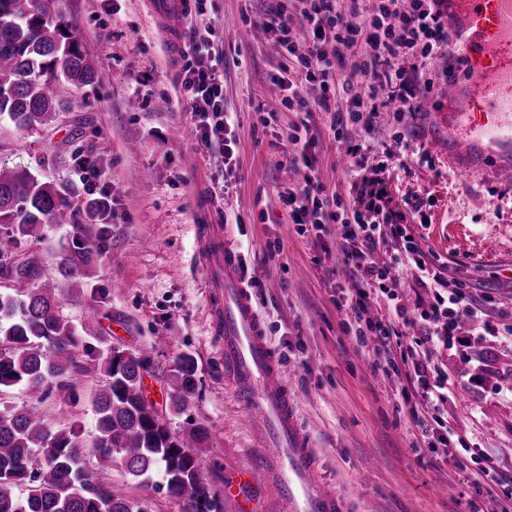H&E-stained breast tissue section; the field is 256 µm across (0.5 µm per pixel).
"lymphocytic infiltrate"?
<instances>
[{"label":"lymphocytic infiltrate","mask_w":512,"mask_h":512,"mask_svg":"<svg viewBox=\"0 0 512 512\" xmlns=\"http://www.w3.org/2000/svg\"><path fill=\"white\" fill-rule=\"evenodd\" d=\"M276 0L263 27L283 58L269 76L288 111L300 113L288 136L292 165L306 168L303 182L280 196L299 235L336 239V264L351 287L337 301L356 326L359 345H371L373 368L403 371L414 397L407 402L417 438L428 447L450 445L452 431L436 433L433 422L452 392L437 349L463 343L471 332L512 337V324L496 330L484 303L446 264L426 262L404 212L392 205L384 173L387 160L369 156L368 144L385 120L403 122L427 100L448 63V19L440 0ZM210 31L189 28L181 51L178 106L190 112L201 141L232 161L235 141L226 137L224 71L215 62ZM411 67H403V60ZM324 113L333 139L351 160L356 191L350 201L330 193L314 169L312 149L320 134L314 113ZM76 176L88 201L104 202L99 218L111 221L112 187L94 154L80 156ZM389 249L391 260L375 255ZM425 288L441 289L428 305L404 302V272Z\"/></svg>","instance_id":"1"}]
</instances>
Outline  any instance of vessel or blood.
Listing matches in <instances>:
<instances>
[{
    "mask_svg": "<svg viewBox=\"0 0 512 512\" xmlns=\"http://www.w3.org/2000/svg\"><path fill=\"white\" fill-rule=\"evenodd\" d=\"M458 62L444 86L448 117L468 144L512 145V0H447ZM200 262L211 288V330L224 338V362L239 399L264 434L269 491L282 512H345L346 502L318 480L319 461L303 434L296 401L242 277L241 253L223 225L201 212Z\"/></svg>",
    "mask_w": 512,
    "mask_h": 512,
    "instance_id": "vessel-or-blood-1",
    "label": "vessel or blood"
}]
</instances>
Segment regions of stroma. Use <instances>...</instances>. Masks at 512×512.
<instances>
[{
    "mask_svg": "<svg viewBox=\"0 0 512 512\" xmlns=\"http://www.w3.org/2000/svg\"><path fill=\"white\" fill-rule=\"evenodd\" d=\"M159 0H55V10L95 59L99 79L78 91L50 130L0 128V164L34 165L56 147L62 165L39 169L44 180L74 184L76 156L95 152L112 183V223L99 225L98 273L65 314L94 316L105 346L150 356L147 400L164 409L166 375L179 355L196 363V396L188 414H171L173 431L207 428L203 459L216 488L237 481L259 461L261 433L224 371V342L209 329L208 288L199 261L194 215L205 186L217 223L226 224L242 255V272L270 344L296 398L299 424L315 448L322 476L339 491L347 512H501L512 502V343L474 336L467 346L440 350L449 377L473 378L456 389L439 419L459 446L418 448L404 409V377L373 370L346 326L336 301L347 276L331 274L333 255L300 236L278 194L290 184L285 160L295 113L282 107L267 75L280 60L258 19L263 0H192L183 25L213 30L224 64V101L235 113L231 135L236 164L225 169L201 142L189 113L176 104L181 56L171 54L157 21ZM435 83L426 110L406 117L404 141L391 133L371 141L395 155L385 172L394 202L421 205L413 230L429 259L477 281L495 322L512 313V183L482 171L485 150L464 147L448 127L449 105ZM276 122L262 121L265 113ZM315 148L318 175L350 198L346 159L326 128ZM103 386L94 370L75 388L53 390L42 409L54 426L82 422L91 443L93 397ZM492 467L510 482L475 486L473 475ZM112 482L151 512H185L170 497L161 473L139 485L113 470Z\"/></svg>",
    "mask_w": 512,
    "mask_h": 512,
    "instance_id": "stroma-1",
    "label": "stroma"
}]
</instances>
